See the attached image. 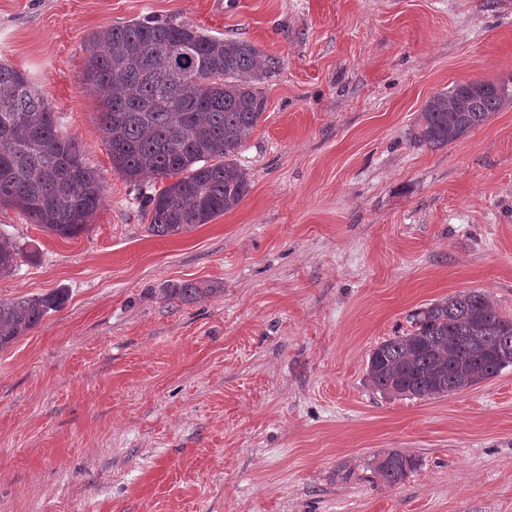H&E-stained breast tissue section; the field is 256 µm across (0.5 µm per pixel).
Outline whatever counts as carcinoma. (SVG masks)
I'll use <instances>...</instances> for the list:
<instances>
[{"label": "carcinoma", "instance_id": "obj_1", "mask_svg": "<svg viewBox=\"0 0 512 512\" xmlns=\"http://www.w3.org/2000/svg\"><path fill=\"white\" fill-rule=\"evenodd\" d=\"M81 83L102 106L100 130L112 167L136 184L166 179L144 196L155 236L178 235L234 209L250 178L234 160L256 129L266 99L259 84L278 61L261 60L255 45L201 33L187 23L128 21L86 45ZM512 103V77L457 83L425 102L411 141L440 150ZM59 116L27 74L0 63V205L61 238L85 231L96 214L103 178L82 144L60 133ZM33 260L0 233V278L18 259ZM212 288L180 282L161 289L168 302L197 303ZM61 291L0 299V350L61 308ZM411 330L380 343L368 356L366 379L381 394L437 399L512 367V317L493 299L465 290L411 315ZM413 460L387 453L375 470L389 484L403 481Z\"/></svg>", "mask_w": 512, "mask_h": 512}]
</instances>
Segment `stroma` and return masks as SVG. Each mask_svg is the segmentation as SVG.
<instances>
[{"label":"stroma","mask_w":512,"mask_h":512,"mask_svg":"<svg viewBox=\"0 0 512 512\" xmlns=\"http://www.w3.org/2000/svg\"><path fill=\"white\" fill-rule=\"evenodd\" d=\"M214 1L0 0V61L105 182L72 239L0 206L37 253L0 299L68 295L0 351V512H512V368L434 400L366 380L430 303L477 289L512 316V105L440 151L409 139L429 96L512 77V0ZM148 17L279 61L247 196L166 237L80 83L92 33ZM183 281L212 294L161 297ZM389 451L416 462L394 485Z\"/></svg>","instance_id":"35a3bbf8"}]
</instances>
